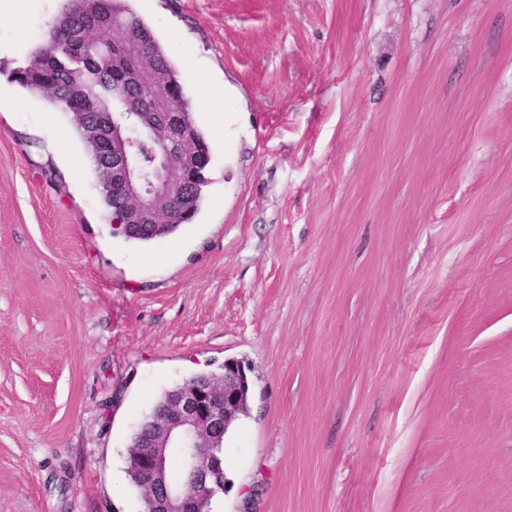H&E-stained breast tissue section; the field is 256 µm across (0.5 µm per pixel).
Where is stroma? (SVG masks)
Listing matches in <instances>:
<instances>
[{"instance_id":"obj_1","label":"stroma","mask_w":512,"mask_h":512,"mask_svg":"<svg viewBox=\"0 0 512 512\" xmlns=\"http://www.w3.org/2000/svg\"><path fill=\"white\" fill-rule=\"evenodd\" d=\"M130 5L212 154L149 244L7 75L54 0L0 24V512H130L145 415L227 359L213 512H512V0Z\"/></svg>"}]
</instances>
